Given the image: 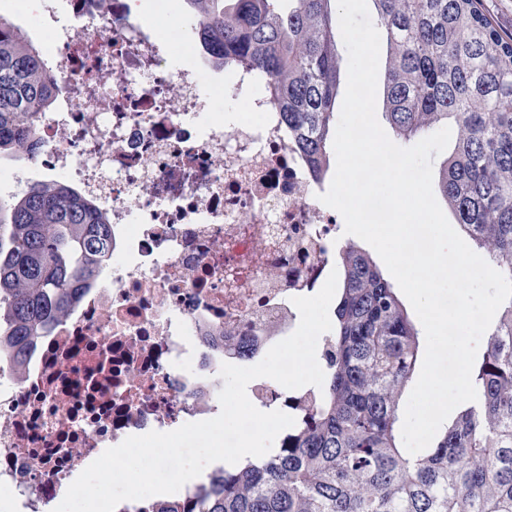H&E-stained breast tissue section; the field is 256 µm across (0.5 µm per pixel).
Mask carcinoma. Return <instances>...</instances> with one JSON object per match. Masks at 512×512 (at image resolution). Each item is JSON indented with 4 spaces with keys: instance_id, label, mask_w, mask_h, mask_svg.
<instances>
[{
    "instance_id": "cac0c4a2",
    "label": "carcinoma",
    "mask_w": 512,
    "mask_h": 512,
    "mask_svg": "<svg viewBox=\"0 0 512 512\" xmlns=\"http://www.w3.org/2000/svg\"><path fill=\"white\" fill-rule=\"evenodd\" d=\"M337 0H184L208 60L266 77L271 104L312 170L331 168L343 57ZM386 40L380 107L394 138L446 126L459 137L433 177L457 224L512 279V39L480 0H372ZM38 47L0 15V155L33 150L34 114L53 101ZM104 217L55 183L0 198V360L64 316L108 260ZM319 402L288 445L234 467L197 504L143 512H512V299L486 336L472 380L432 446H400L399 403L420 331L372 255L347 242Z\"/></svg>"
}]
</instances>
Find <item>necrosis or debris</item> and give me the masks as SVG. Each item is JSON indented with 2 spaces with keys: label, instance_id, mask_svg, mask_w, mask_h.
I'll return each instance as SVG.
<instances>
[{
  "label": "necrosis or debris",
  "instance_id": "4bbe7bcc",
  "mask_svg": "<svg viewBox=\"0 0 512 512\" xmlns=\"http://www.w3.org/2000/svg\"><path fill=\"white\" fill-rule=\"evenodd\" d=\"M35 14L59 89L26 166L93 203L112 259L26 349L22 379L0 370L8 512H54L101 449L220 412L222 364L256 365L295 331L341 220L249 74L187 57L131 0H35ZM222 90L245 111H210ZM247 395L297 420L318 398L269 378Z\"/></svg>",
  "mask_w": 512,
  "mask_h": 512
}]
</instances>
